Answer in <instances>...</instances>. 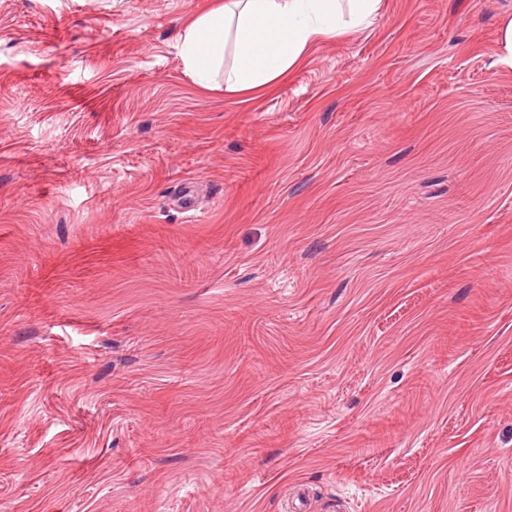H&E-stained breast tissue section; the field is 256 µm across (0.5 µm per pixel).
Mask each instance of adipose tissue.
Masks as SVG:
<instances>
[{"label":"adipose tissue","mask_w":512,"mask_h":512,"mask_svg":"<svg viewBox=\"0 0 512 512\" xmlns=\"http://www.w3.org/2000/svg\"><path fill=\"white\" fill-rule=\"evenodd\" d=\"M381 0H210L177 40L196 85L222 78L229 93L268 88L316 42L363 28Z\"/></svg>","instance_id":"obj_1"}]
</instances>
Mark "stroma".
Returning <instances> with one entry per match:
<instances>
[{
	"label": "stroma",
	"mask_w": 512,
	"mask_h": 512,
	"mask_svg": "<svg viewBox=\"0 0 512 512\" xmlns=\"http://www.w3.org/2000/svg\"><path fill=\"white\" fill-rule=\"evenodd\" d=\"M206 5L0 0V512H512V0L236 94ZM497 64L502 68L512 69V18L505 19L500 28L497 49Z\"/></svg>",
	"instance_id": "35a3bbf8"
}]
</instances>
